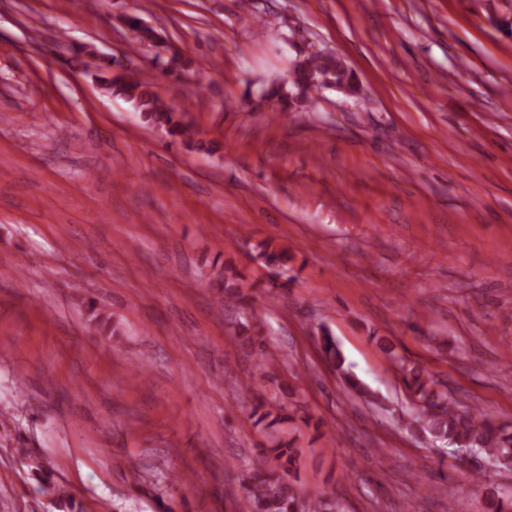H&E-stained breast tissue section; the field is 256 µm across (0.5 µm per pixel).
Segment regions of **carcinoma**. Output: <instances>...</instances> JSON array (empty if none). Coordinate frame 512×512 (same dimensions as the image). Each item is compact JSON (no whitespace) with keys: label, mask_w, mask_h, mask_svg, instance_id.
<instances>
[{"label":"carcinoma","mask_w":512,"mask_h":512,"mask_svg":"<svg viewBox=\"0 0 512 512\" xmlns=\"http://www.w3.org/2000/svg\"><path fill=\"white\" fill-rule=\"evenodd\" d=\"M313 78L325 85L354 87L346 64L331 55L322 57L312 53L296 62L293 85L301 89L303 84ZM108 89L110 93L132 102L146 123L161 128L185 143L194 141L195 130L192 124L183 123L184 115L165 105L155 90V82L144 79L141 72L129 71L128 79L117 85L111 84ZM255 251L256 258L262 260L263 266L287 268L282 262L286 252L277 254L269 251V242L256 244ZM219 277L224 286L225 301L242 306L251 305L243 285L238 282L237 273L224 267ZM85 309L94 331L117 334V326L113 324L111 314L99 308L94 300H88ZM249 342L259 364L269 365L275 360L267 349L264 337L251 335ZM321 348L325 361L341 376L344 383L361 397L371 396L344 367L341 350L326 329L322 330ZM390 357L399 367L403 384L410 394V424L455 449L483 453L500 469L512 468L511 425L497 423L477 408H460L446 391L438 389V383L426 370L409 364L406 358L393 352ZM282 410L284 407L279 406L273 411L265 402L260 401L252 412L254 424L270 433L276 425L287 419ZM261 454L271 462V466L265 470L259 469L250 476L244 498L240 502V512H297L298 493L291 475L296 470L300 450L293 443L274 437L270 446L261 450ZM471 482L476 491L488 497L493 512H512V495L500 492L489 474L479 471L472 475Z\"/></svg>","instance_id":"1"}]
</instances>
